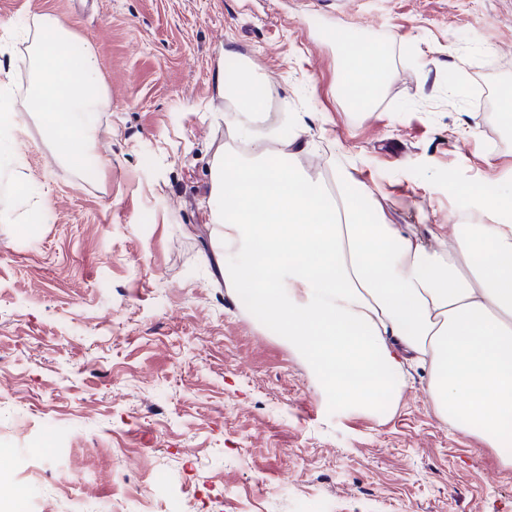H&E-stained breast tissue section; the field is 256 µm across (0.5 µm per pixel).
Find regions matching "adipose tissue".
Here are the masks:
<instances>
[{"mask_svg":"<svg viewBox=\"0 0 512 512\" xmlns=\"http://www.w3.org/2000/svg\"><path fill=\"white\" fill-rule=\"evenodd\" d=\"M216 80L235 104L246 153H217L205 206L222 230L224 283L263 330L287 339L347 411L400 397L407 368L427 373L437 417L477 435L512 471V182L483 193L482 223L388 224L345 168L332 186L299 167L293 138L257 135L269 85L236 54ZM31 109L65 159H94L104 101L97 54L37 49ZM385 65L349 56L342 92L372 111Z\"/></svg>","mask_w":512,"mask_h":512,"instance_id":"obj_1","label":"adipose tissue"}]
</instances>
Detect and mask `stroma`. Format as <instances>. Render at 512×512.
I'll return each instance as SVG.
<instances>
[{
  "mask_svg": "<svg viewBox=\"0 0 512 512\" xmlns=\"http://www.w3.org/2000/svg\"><path fill=\"white\" fill-rule=\"evenodd\" d=\"M97 53L101 165L74 169L29 111L41 16ZM380 47L374 111L338 91L336 27ZM232 49L322 182L343 167L390 224H444L512 178V0H0V451L14 512H512V472L442 422L426 374L344 413L225 288L201 202L232 149ZM81 480L63 483L60 470Z\"/></svg>",
  "mask_w": 512,
  "mask_h": 512,
  "instance_id": "obj_1",
  "label": "stroma"
}]
</instances>
